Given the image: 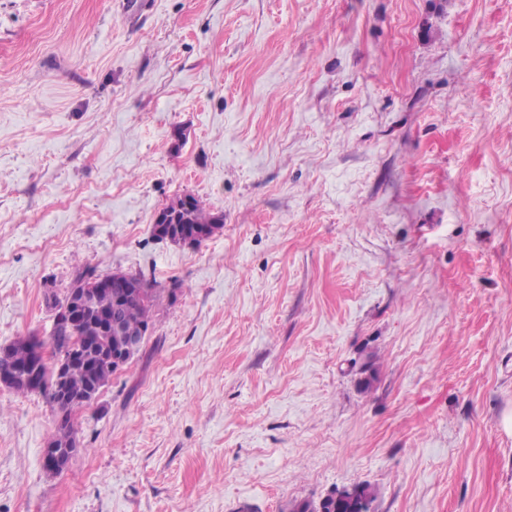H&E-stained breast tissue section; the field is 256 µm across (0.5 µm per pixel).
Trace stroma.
<instances>
[{"label":"stroma","instance_id":"stroma-1","mask_svg":"<svg viewBox=\"0 0 512 512\" xmlns=\"http://www.w3.org/2000/svg\"><path fill=\"white\" fill-rule=\"evenodd\" d=\"M88 265L153 327L60 473L0 387V512H512V0H0V346ZM189 197V209H185V211H176L175 206L171 202L169 205L170 208L175 212H177L178 217L177 220L173 223L175 228L180 227L184 228V226H189L192 228L193 226H208L210 224H216V220L221 217L222 223L220 226H223L224 224V218L223 216L210 212L203 201H201L197 196L194 194H188ZM170 208L167 209H160L154 216L153 221V234L154 236L159 240H167L171 243H174L175 240L169 239L166 237V235L161 234L156 224H168L171 221V218L173 216V213ZM335 493V495H333ZM333 495V496H332ZM364 511H369L368 501L364 502ZM289 512H364L357 507V500L348 494L336 499V490L323 497L318 503L308 500L296 501L289 505Z\"/></svg>","mask_w":512,"mask_h":512}]
</instances>
